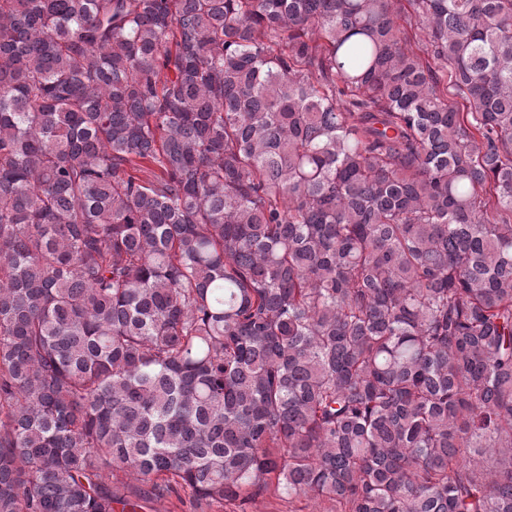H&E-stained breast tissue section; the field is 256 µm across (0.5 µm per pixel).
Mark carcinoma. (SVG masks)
Instances as JSON below:
<instances>
[{"mask_svg": "<svg viewBox=\"0 0 512 512\" xmlns=\"http://www.w3.org/2000/svg\"><path fill=\"white\" fill-rule=\"evenodd\" d=\"M512 512V0H0V512ZM237 511H234L236 510ZM231 504H225L224 508L217 506H207L202 504L197 506L192 503L188 495L182 494V501H179L176 497H171L168 500L154 504V509L147 512H239V508H236Z\"/></svg>", "mask_w": 512, "mask_h": 512, "instance_id": "obj_1", "label": "carcinoma"}]
</instances>
